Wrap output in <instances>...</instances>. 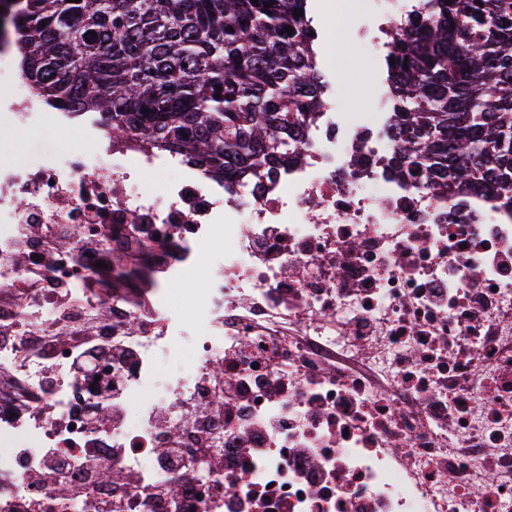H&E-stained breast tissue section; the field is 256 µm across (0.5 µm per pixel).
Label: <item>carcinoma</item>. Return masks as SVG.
I'll use <instances>...</instances> for the list:
<instances>
[{
  "label": "carcinoma",
  "instance_id": "carcinoma-1",
  "mask_svg": "<svg viewBox=\"0 0 512 512\" xmlns=\"http://www.w3.org/2000/svg\"><path fill=\"white\" fill-rule=\"evenodd\" d=\"M4 3L0 31L21 23L20 76L50 107L102 112L113 136L139 130L216 174L282 165L326 104L307 0ZM390 40L392 172L508 199L512 0H418Z\"/></svg>",
  "mask_w": 512,
  "mask_h": 512
}]
</instances>
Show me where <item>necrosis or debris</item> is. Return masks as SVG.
I'll return each mask as SVG.
<instances>
[{
	"mask_svg": "<svg viewBox=\"0 0 512 512\" xmlns=\"http://www.w3.org/2000/svg\"><path fill=\"white\" fill-rule=\"evenodd\" d=\"M8 39L0 130L80 145L0 163V512H512V209L396 178L373 112L260 183L109 139Z\"/></svg>",
	"mask_w": 512,
	"mask_h": 512,
	"instance_id": "1",
	"label": "necrosis or debris"
}]
</instances>
